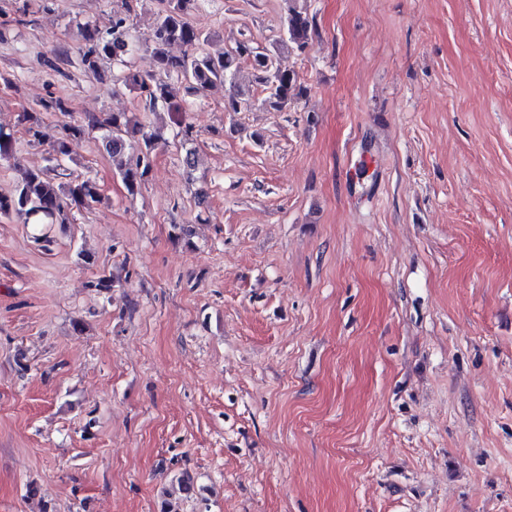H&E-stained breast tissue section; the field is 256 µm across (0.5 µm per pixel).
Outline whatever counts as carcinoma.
<instances>
[{"label":"carcinoma","instance_id":"1","mask_svg":"<svg viewBox=\"0 0 512 512\" xmlns=\"http://www.w3.org/2000/svg\"><path fill=\"white\" fill-rule=\"evenodd\" d=\"M162 8L158 12L151 32L143 39L133 36L127 24L133 11V4L125 0L122 10L116 12L112 33L102 35L97 30L85 27L88 46L81 56V64L90 73L98 72V60L106 57L116 64L127 66L126 57L139 44L150 48L157 63L158 71L141 76L131 71L121 70L113 75V82L124 84L137 90L140 98L154 110L165 107L170 112L182 111L176 101V85H181L189 93L202 95L210 88L233 79L238 60H252L257 80L267 92L270 106L281 111L301 99L306 88L297 84L292 72L281 69L276 63L275 54L270 50L254 45L245 39L234 49L211 54L201 51V46L209 42L211 35L196 28L190 21V13L201 0H160ZM310 21L295 6H288L286 28L283 35L274 41L275 46L290 47L304 51L308 44ZM187 47L179 58L170 56L168 47L173 44ZM24 134L28 141L41 144L47 134L41 119L34 112L22 113ZM101 139L112 155H120L128 149L138 153L133 166L119 168V176L129 192H134L142 182L149 168V156L154 150L157 136L153 133H137L130 120L122 113H114L97 125ZM85 134L84 126L68 121L63 123L62 135L50 144L48 161L59 164L69 153V140ZM51 167H43L26 172L9 195H0V217H16L25 224H67L69 218L65 204L88 206L101 200L100 189L89 179L75 178L65 184H55L50 178Z\"/></svg>","mask_w":512,"mask_h":512}]
</instances>
